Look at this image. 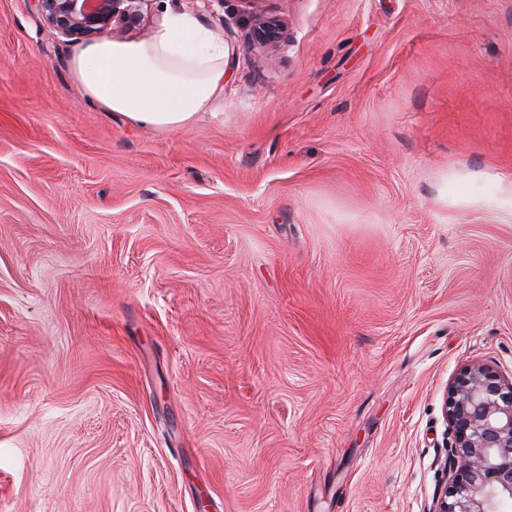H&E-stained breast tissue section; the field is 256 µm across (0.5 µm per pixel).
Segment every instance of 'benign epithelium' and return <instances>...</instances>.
I'll list each match as a JSON object with an SVG mask.
<instances>
[{
    "mask_svg": "<svg viewBox=\"0 0 512 512\" xmlns=\"http://www.w3.org/2000/svg\"><path fill=\"white\" fill-rule=\"evenodd\" d=\"M48 25L73 40L143 28L147 0H34ZM283 25L257 16L251 38L277 47ZM443 416L453 436L447 478L434 512H505L512 506V378L486 363L464 366L448 383Z\"/></svg>",
    "mask_w": 512,
    "mask_h": 512,
    "instance_id": "1",
    "label": "benign epithelium"
}]
</instances>
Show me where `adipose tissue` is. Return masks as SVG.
<instances>
[{
	"label": "adipose tissue",
	"instance_id": "adipose-tissue-1",
	"mask_svg": "<svg viewBox=\"0 0 512 512\" xmlns=\"http://www.w3.org/2000/svg\"><path fill=\"white\" fill-rule=\"evenodd\" d=\"M225 54L222 40L169 6L149 39L92 43L72 66L89 99L102 108L136 126L172 131L207 112L223 93Z\"/></svg>",
	"mask_w": 512,
	"mask_h": 512
}]
</instances>
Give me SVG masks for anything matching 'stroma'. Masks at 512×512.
I'll return each instance as SVG.
<instances>
[{
	"label": "stroma",
	"instance_id": "35a3bbf8",
	"mask_svg": "<svg viewBox=\"0 0 512 512\" xmlns=\"http://www.w3.org/2000/svg\"><path fill=\"white\" fill-rule=\"evenodd\" d=\"M228 48L174 131L0 0V512H432L512 375V0H146ZM285 39L251 46V17Z\"/></svg>",
	"mask_w": 512,
	"mask_h": 512
}]
</instances>
